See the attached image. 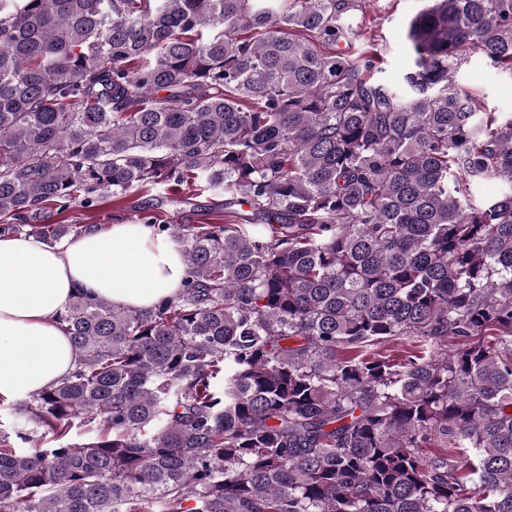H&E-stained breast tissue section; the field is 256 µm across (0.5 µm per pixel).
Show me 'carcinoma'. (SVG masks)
I'll return each mask as SVG.
<instances>
[{
  "label": "carcinoma",
  "instance_id": "carcinoma-1",
  "mask_svg": "<svg viewBox=\"0 0 512 512\" xmlns=\"http://www.w3.org/2000/svg\"><path fill=\"white\" fill-rule=\"evenodd\" d=\"M362 2L0 0V232L139 188L231 218L146 217L179 293L60 315L0 512H512V113L454 80L512 74V0H430L399 87L340 47ZM455 81L482 112L512 113V77L489 66L481 57H472L460 68Z\"/></svg>",
  "mask_w": 512,
  "mask_h": 512
}]
</instances>
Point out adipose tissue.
<instances>
[{
    "label": "adipose tissue",
    "mask_w": 512,
    "mask_h": 512,
    "mask_svg": "<svg viewBox=\"0 0 512 512\" xmlns=\"http://www.w3.org/2000/svg\"><path fill=\"white\" fill-rule=\"evenodd\" d=\"M180 246L153 227L119 221L48 245L0 235V398L24 400L73 369L77 350L58 321L77 294L139 309L176 295Z\"/></svg>",
    "instance_id": "ef3b65f1"
}]
</instances>
